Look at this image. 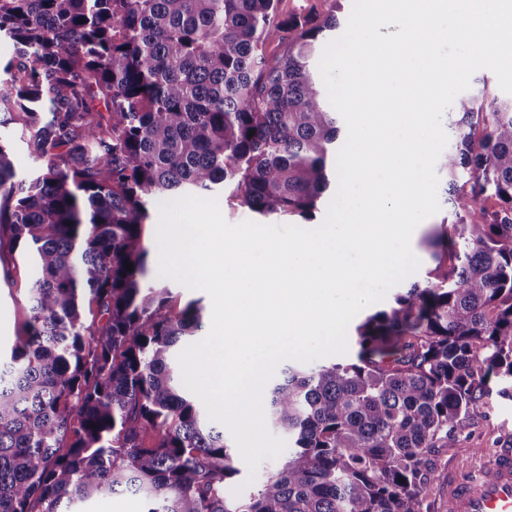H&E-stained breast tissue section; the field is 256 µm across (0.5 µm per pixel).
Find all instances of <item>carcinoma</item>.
<instances>
[{"label":"carcinoma","instance_id":"1","mask_svg":"<svg viewBox=\"0 0 512 512\" xmlns=\"http://www.w3.org/2000/svg\"><path fill=\"white\" fill-rule=\"evenodd\" d=\"M278 2L0 0V128L39 163L19 172L0 137V224L32 269L0 360V512L110 492L146 512H422L437 449L490 381L512 398V99L483 93L448 113L435 267L355 327V360L266 384L293 447L248 500L227 495L225 428L175 371L202 306L175 312L150 281L145 229L159 200L226 185L259 215L309 221L337 185L339 113L311 60L338 20Z\"/></svg>","mask_w":512,"mask_h":512}]
</instances>
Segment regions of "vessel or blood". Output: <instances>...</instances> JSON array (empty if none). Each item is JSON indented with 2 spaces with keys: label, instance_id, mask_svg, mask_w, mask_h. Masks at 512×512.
<instances>
[{
  "label": "vessel or blood",
  "instance_id": "1",
  "mask_svg": "<svg viewBox=\"0 0 512 512\" xmlns=\"http://www.w3.org/2000/svg\"><path fill=\"white\" fill-rule=\"evenodd\" d=\"M448 512H512V450H502L489 472L449 471Z\"/></svg>",
  "mask_w": 512,
  "mask_h": 512
}]
</instances>
